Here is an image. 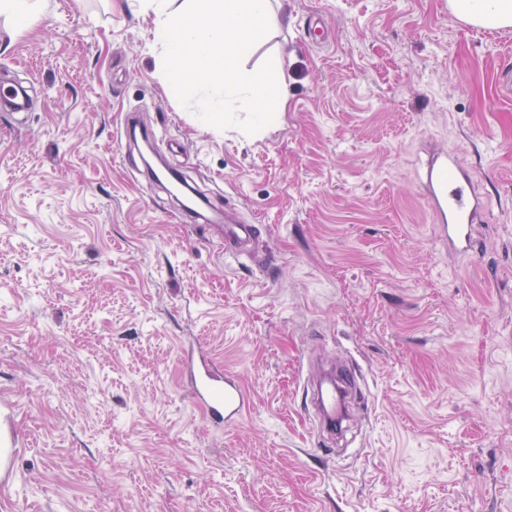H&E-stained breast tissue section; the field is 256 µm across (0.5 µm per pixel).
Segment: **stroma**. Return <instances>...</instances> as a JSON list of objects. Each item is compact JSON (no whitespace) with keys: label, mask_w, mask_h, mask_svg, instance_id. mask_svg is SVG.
Returning <instances> with one entry per match:
<instances>
[{"label":"stroma","mask_w":512,"mask_h":512,"mask_svg":"<svg viewBox=\"0 0 512 512\" xmlns=\"http://www.w3.org/2000/svg\"><path fill=\"white\" fill-rule=\"evenodd\" d=\"M0 20V512H512V27L448 0H273L242 66H287L286 106L248 135L203 123L161 78L134 0H49ZM324 19L328 44L310 43ZM158 130L208 218L266 225L262 263L183 223L124 136ZM491 199L480 254L440 237L428 152ZM249 394L216 428L185 353ZM353 363L323 444L306 383ZM46 11L43 0H1L0 17L10 22L16 33L36 24Z\"/></svg>","instance_id":"obj_1"}]
</instances>
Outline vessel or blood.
Returning a JSON list of instances; mask_svg holds the SVG:
<instances>
[{
  "instance_id": "vessel-or-blood-1",
  "label": "vessel or blood",
  "mask_w": 512,
  "mask_h": 512,
  "mask_svg": "<svg viewBox=\"0 0 512 512\" xmlns=\"http://www.w3.org/2000/svg\"><path fill=\"white\" fill-rule=\"evenodd\" d=\"M424 184L428 204L449 245L461 254H477L473 226L486 213L490 198L480 189L474 174L460 166L454 155L443 151L428 164ZM267 246L268 234L262 225L241 223L235 208L225 209V257L251 258ZM185 365L193 380V399L203 408L208 422L227 426L239 421L247 400L240 380L219 373L204 358L188 357ZM342 407L341 391L336 384L319 386L314 398L319 426H326Z\"/></svg>"
}]
</instances>
